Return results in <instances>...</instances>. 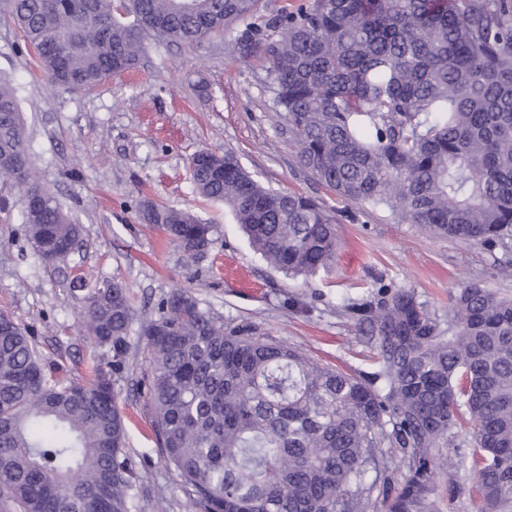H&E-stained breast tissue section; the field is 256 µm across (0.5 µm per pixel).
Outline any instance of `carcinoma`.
<instances>
[{"label": "carcinoma", "instance_id": "1", "mask_svg": "<svg viewBox=\"0 0 512 512\" xmlns=\"http://www.w3.org/2000/svg\"><path fill=\"white\" fill-rule=\"evenodd\" d=\"M257 11L258 0H0L65 89L133 68L150 43L199 46L243 23L235 49L267 56L318 181L432 234L512 249V0H314L262 26ZM189 168L193 192L223 202L273 268L307 277L333 262L338 219L313 199L265 186L229 152L202 149ZM0 178L21 191L40 258H67L82 226L38 183L5 78ZM140 219L191 262L213 243L186 209L146 205ZM348 310L375 341V369L359 376L224 322L185 288L140 323L145 406L195 512H436L444 445L463 472L448 496L512 512V299L468 285L446 329L402 287ZM135 320L122 283L90 288L81 328L112 361L66 377L0 312V512H138L117 404Z\"/></svg>", "mask_w": 512, "mask_h": 512}]
</instances>
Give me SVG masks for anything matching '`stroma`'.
I'll return each instance as SVG.
<instances>
[{
  "instance_id": "35a3bbf8",
  "label": "stroma",
  "mask_w": 512,
  "mask_h": 512,
  "mask_svg": "<svg viewBox=\"0 0 512 512\" xmlns=\"http://www.w3.org/2000/svg\"><path fill=\"white\" fill-rule=\"evenodd\" d=\"M235 37L227 32L198 48L151 46L137 68L69 91L41 72L15 28L0 20V75L18 89L39 181L83 227L80 246L48 265L18 216L0 213V311L34 331L44 362L64 375L108 359L80 327L87 286L98 279L126 284L138 321L154 317L173 288L186 287L225 320L251 323L350 374L375 368L374 344L347 307L370 300L376 281L413 290L443 324L467 285L512 295V252L441 238L388 210L344 202L305 170L266 81L268 61L241 57ZM204 147L233 152L264 184L337 212L331 269L285 276L253 251L223 204L194 196L188 160ZM145 202L192 210L213 225L208 254L186 262L161 229L141 224ZM129 342V381L118 404L140 477L139 512H191L135 389L148 366L138 333Z\"/></svg>"
}]
</instances>
